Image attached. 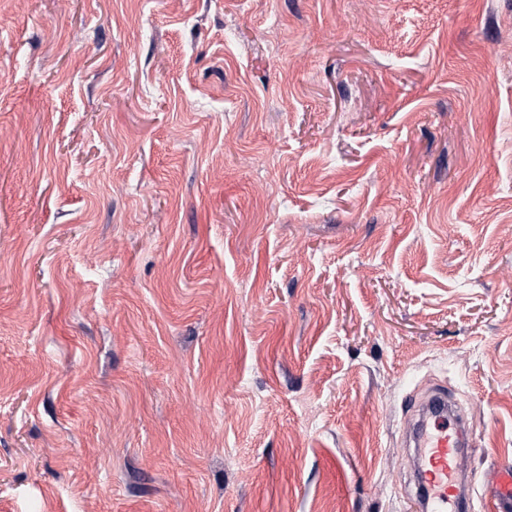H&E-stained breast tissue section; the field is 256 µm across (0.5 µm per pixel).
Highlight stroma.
Returning a JSON list of instances; mask_svg holds the SVG:
<instances>
[{"mask_svg":"<svg viewBox=\"0 0 512 512\" xmlns=\"http://www.w3.org/2000/svg\"><path fill=\"white\" fill-rule=\"evenodd\" d=\"M512 459V0H0V512H423ZM449 405L445 394L432 397L427 406L433 423L427 427L422 421L414 435L418 484L424 493L421 503L431 512L468 510V489L458 478V448L466 441L457 433V415Z\"/></svg>","mask_w":512,"mask_h":512,"instance_id":"35a3bbf8","label":"stroma"}]
</instances>
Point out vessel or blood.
<instances>
[{
  "label": "vessel or blood",
  "instance_id": "vessel-or-blood-1",
  "mask_svg": "<svg viewBox=\"0 0 512 512\" xmlns=\"http://www.w3.org/2000/svg\"><path fill=\"white\" fill-rule=\"evenodd\" d=\"M432 422L419 425L414 435L418 484L424 493L425 512H465L468 489L458 476V450L465 439L457 432V417L446 395L430 399ZM496 493L485 512H512V463L501 465L495 478Z\"/></svg>",
  "mask_w": 512,
  "mask_h": 512
}]
</instances>
